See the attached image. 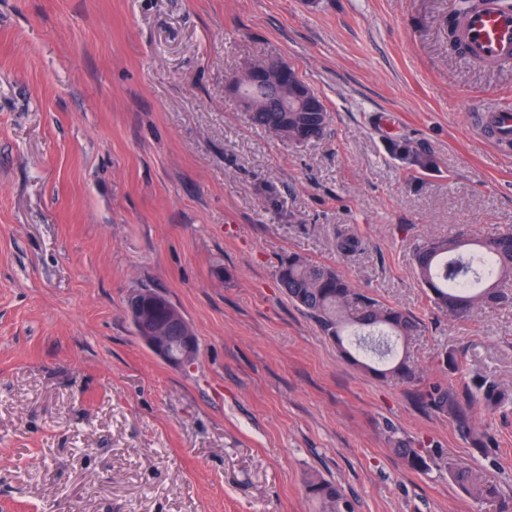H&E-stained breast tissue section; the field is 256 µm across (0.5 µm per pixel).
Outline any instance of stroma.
<instances>
[{
  "mask_svg": "<svg viewBox=\"0 0 512 512\" xmlns=\"http://www.w3.org/2000/svg\"><path fill=\"white\" fill-rule=\"evenodd\" d=\"M460 4L0 0V512H318L311 475L355 512H498L448 460L512 497V406L484 456L422 399L512 388V307L448 318L413 267L426 237L512 228V144L476 114L512 104V65L451 50ZM269 58L321 97L322 137L251 124L231 82ZM395 137L439 172L412 178ZM292 253L415 314L421 381L344 362L277 286ZM145 286L191 325V368L136 335ZM397 438L442 464L409 469ZM448 472L459 488L474 500L497 499L499 512H512V499L502 498L498 488L485 479L480 469L470 464L448 462Z\"/></svg>",
  "mask_w": 512,
  "mask_h": 512,
  "instance_id": "obj_1",
  "label": "stroma"
}]
</instances>
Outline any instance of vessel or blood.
Wrapping results in <instances>:
<instances>
[{"mask_svg":"<svg viewBox=\"0 0 512 512\" xmlns=\"http://www.w3.org/2000/svg\"><path fill=\"white\" fill-rule=\"evenodd\" d=\"M456 36L470 58L488 64H512V9L501 0H482L457 23ZM484 113L487 123L496 129L497 140L512 141V106H488Z\"/></svg>","mask_w":512,"mask_h":512,"instance_id":"b4317fda","label":"vessel or blood"}]
</instances>
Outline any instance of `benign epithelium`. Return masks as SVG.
Instances as JSON below:
<instances>
[{
  "label": "benign epithelium",
  "mask_w": 512,
  "mask_h": 512,
  "mask_svg": "<svg viewBox=\"0 0 512 512\" xmlns=\"http://www.w3.org/2000/svg\"><path fill=\"white\" fill-rule=\"evenodd\" d=\"M242 83L265 84L269 95L288 106L291 112H321L324 103L311 89L291 80L285 64L276 60L249 66L242 78L232 81L234 90ZM133 315L139 326V339L149 346L161 360L187 367L196 358L198 345L192 328L182 312L173 304L168 305L165 319L158 321L134 304Z\"/></svg>",
  "instance_id": "benign-epithelium-1"
}]
</instances>
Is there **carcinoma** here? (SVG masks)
Here are the masks:
<instances>
[{
    "label": "carcinoma",
    "mask_w": 512,
    "mask_h": 512,
    "mask_svg": "<svg viewBox=\"0 0 512 512\" xmlns=\"http://www.w3.org/2000/svg\"><path fill=\"white\" fill-rule=\"evenodd\" d=\"M307 116L306 112L270 110L249 113L253 125L275 136L280 135L285 120L296 132H301ZM400 148L407 151L401 162L410 172L438 170L430 152L403 137L390 141L391 155H396ZM361 246L357 237L337 234L338 251L355 253ZM414 261L428 299L442 313L468 318L478 309L512 305V230L474 240L432 237L418 246ZM276 278L288 300L304 310L322 333L336 342L347 362L379 378L399 374L409 381L421 380L407 352L398 351V346L408 344L423 327L413 313L378 302L359 292L336 268L298 255H290L280 262ZM466 391L464 395L453 385L436 382L426 392L427 405L448 416L454 428L484 455L496 443V437L490 428L477 421L471 402L475 400L485 412L495 414L512 402V390L494 379L479 377ZM394 451L415 470H427L439 460L435 452L402 440L395 443ZM448 472L474 500L496 499L499 512H512V499L502 498L480 469L450 462ZM306 488L319 504V512H354L353 503L337 485L310 477Z\"/></svg>",
    "instance_id": "carcinoma-1"
}]
</instances>
